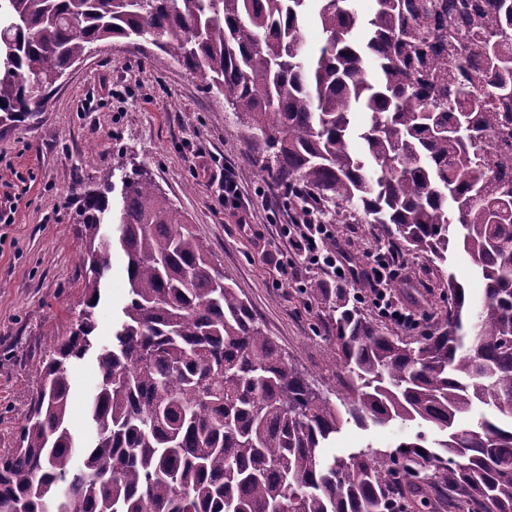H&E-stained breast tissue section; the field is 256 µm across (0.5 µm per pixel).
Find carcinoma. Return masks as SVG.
<instances>
[{"mask_svg":"<svg viewBox=\"0 0 512 512\" xmlns=\"http://www.w3.org/2000/svg\"><path fill=\"white\" fill-rule=\"evenodd\" d=\"M0 0V124L37 118L59 77L108 39L156 38L224 95L265 143L260 170L302 182L326 208L360 211L409 251L446 260L450 238L485 281L479 310L448 278V309L420 340L364 317L342 288L330 314L340 411L286 359L177 205L143 169L121 177L118 245L130 301L97 347L95 308L111 270L102 226L112 184L85 188L84 309L38 361L18 445L0 454V512H27L62 490L58 512H512V427L460 429L476 402L512 418V0ZM316 12L322 44L305 45ZM462 83L426 67L434 15ZM39 85V92L31 83ZM369 115L362 128L354 112ZM95 351V434L73 463L72 368ZM422 420L389 451L324 463L345 421Z\"/></svg>","mask_w":512,"mask_h":512,"instance_id":"carcinoma-1","label":"carcinoma"}]
</instances>
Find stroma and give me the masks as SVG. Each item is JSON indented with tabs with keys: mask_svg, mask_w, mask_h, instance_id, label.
<instances>
[{
	"mask_svg": "<svg viewBox=\"0 0 512 512\" xmlns=\"http://www.w3.org/2000/svg\"><path fill=\"white\" fill-rule=\"evenodd\" d=\"M150 40H108L56 84L37 120L0 126V194H19L10 224L0 223V451L16 432L40 382L36 364L53 330L68 326L82 306L81 227L74 221L79 185L87 179L119 183L123 171L144 167L205 240L215 266L240 288L264 332L290 362L330 399L344 372L335 357L336 331L315 284L331 287L319 269L288 276L293 254L281 233L300 212L285 185L259 169L263 142L239 126L224 97L182 66L152 63ZM231 168L239 209L224 207L208 175ZM381 228L351 218L336 226V256L367 266L386 245ZM394 298L420 320L410 337L427 333L434 312L448 304L447 278L472 298L484 284L469 256L448 250L446 261L402 251ZM112 269L96 310V337L106 344L129 300L125 257L112 251ZM97 383L94 358L73 375L70 428L89 432L87 401ZM417 423L362 428L348 423L321 451L323 460L372 448L389 450L412 439Z\"/></svg>",
	"mask_w": 512,
	"mask_h": 512,
	"instance_id": "obj_1",
	"label": "stroma"
}]
</instances>
